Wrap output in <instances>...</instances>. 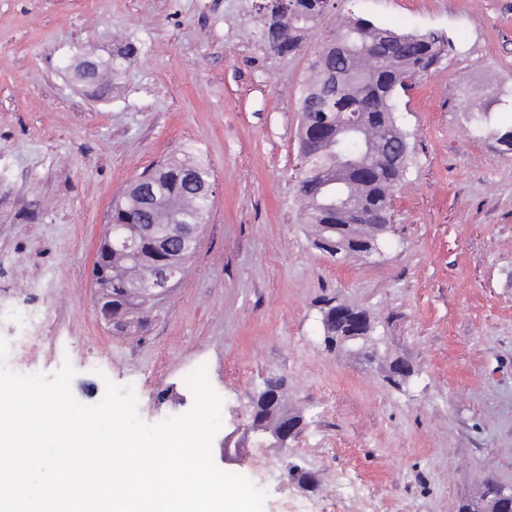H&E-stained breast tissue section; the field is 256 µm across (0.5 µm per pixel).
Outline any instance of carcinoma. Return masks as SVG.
I'll list each match as a JSON object with an SVG mask.
<instances>
[{
    "label": "carcinoma",
    "mask_w": 512,
    "mask_h": 512,
    "mask_svg": "<svg viewBox=\"0 0 512 512\" xmlns=\"http://www.w3.org/2000/svg\"><path fill=\"white\" fill-rule=\"evenodd\" d=\"M334 7L333 0H264L259 12L260 36L265 46L288 47L296 54L310 29L318 26ZM336 34L348 40L351 51L336 55L324 41L310 64L311 79L299 98L300 139L309 145L303 170L298 173L295 196L302 223L310 225L313 239L321 237L324 225H349L348 235L359 244L375 242V228L360 226L357 210L336 216L329 203L340 193L370 212L377 224L389 221L388 204L394 188L411 161L409 137L396 122L395 97L404 88L403 78L427 74L443 55L447 38L441 33L398 32L372 21L349 14L337 27ZM341 71L346 78L336 81ZM476 128L488 124V105L482 98L470 103ZM358 112L365 116L362 138L336 146V124L341 115ZM375 146L369 154L363 144ZM357 165L344 166L348 159ZM194 177L188 178V172ZM210 168L193 155L172 156L156 166L150 180L149 201L140 202L141 192L133 189L112 208L114 224H203L212 201L202 191L209 182ZM140 208L131 209V202ZM194 249L176 247L165 256L155 254L149 241L141 243L138 253H112L100 286L112 293L116 303L115 319L124 329L133 326L128 314L145 309V300L132 291V285L152 277L158 262L185 268ZM492 478L481 482L477 499L467 501L459 512H487L493 496Z\"/></svg>",
    "instance_id": "1"
}]
</instances>
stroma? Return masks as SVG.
Returning a JSON list of instances; mask_svg holds the SVG:
<instances>
[{
    "label": "stroma",
    "instance_id": "35a3bbf8",
    "mask_svg": "<svg viewBox=\"0 0 512 512\" xmlns=\"http://www.w3.org/2000/svg\"><path fill=\"white\" fill-rule=\"evenodd\" d=\"M257 0H0V338L22 375L74 370L97 404L133 387L143 420L187 413L205 367L239 446L225 472L267 493L265 512H458L484 478L512 485V101L475 129L468 97L512 92V0H338L303 52L262 43ZM452 44L397 94L412 163L380 252L339 261L296 218L298 97L312 55L347 12ZM134 53L108 97L75 77L85 59ZM196 153L213 198L181 282L136 331L96 313L94 252L125 189ZM367 312L381 355L324 343L323 315ZM40 322L25 352L11 312ZM397 357L400 386L383 375ZM305 426L289 448L247 427L265 381ZM315 479L300 487L289 467Z\"/></svg>",
    "mask_w": 512,
    "mask_h": 512
}]
</instances>
